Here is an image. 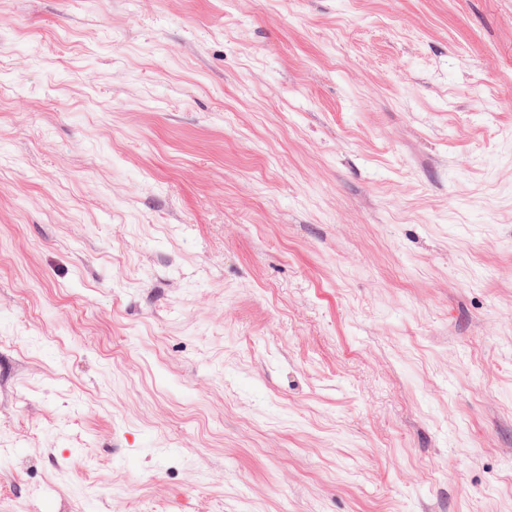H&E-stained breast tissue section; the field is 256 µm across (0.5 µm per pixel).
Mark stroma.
<instances>
[{"instance_id":"stroma-1","label":"stroma","mask_w":512,"mask_h":512,"mask_svg":"<svg viewBox=\"0 0 512 512\" xmlns=\"http://www.w3.org/2000/svg\"><path fill=\"white\" fill-rule=\"evenodd\" d=\"M0 512H512V0H0Z\"/></svg>"}]
</instances>
